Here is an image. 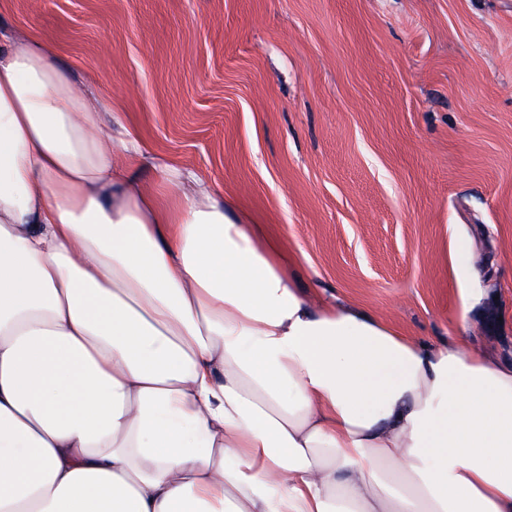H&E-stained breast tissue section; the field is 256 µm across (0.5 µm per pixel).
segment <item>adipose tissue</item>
Masks as SVG:
<instances>
[{"mask_svg":"<svg viewBox=\"0 0 512 512\" xmlns=\"http://www.w3.org/2000/svg\"><path fill=\"white\" fill-rule=\"evenodd\" d=\"M111 110L0 39V512H512V363L311 303Z\"/></svg>","mask_w":512,"mask_h":512,"instance_id":"ef3b65f1","label":"adipose tissue"}]
</instances>
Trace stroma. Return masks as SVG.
<instances>
[{
    "label": "stroma",
    "mask_w": 512,
    "mask_h": 512,
    "mask_svg": "<svg viewBox=\"0 0 512 512\" xmlns=\"http://www.w3.org/2000/svg\"><path fill=\"white\" fill-rule=\"evenodd\" d=\"M291 285L512 362V0H0ZM482 302L462 311L460 291Z\"/></svg>",
    "instance_id": "stroma-1"
}]
</instances>
